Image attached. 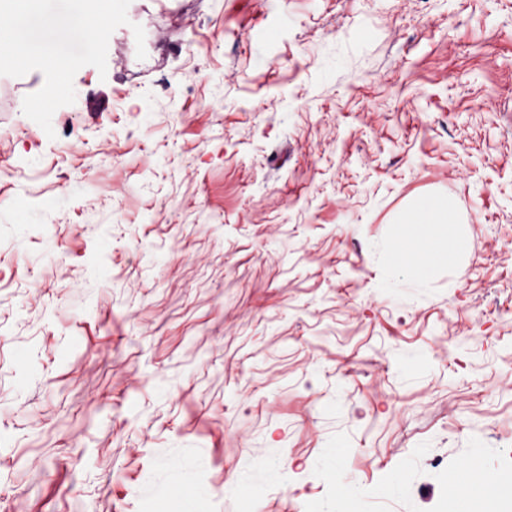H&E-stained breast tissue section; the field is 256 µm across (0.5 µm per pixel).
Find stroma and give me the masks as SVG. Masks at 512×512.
I'll list each match as a JSON object with an SVG mask.
<instances>
[{"instance_id":"35a3bbf8","label":"stroma","mask_w":512,"mask_h":512,"mask_svg":"<svg viewBox=\"0 0 512 512\" xmlns=\"http://www.w3.org/2000/svg\"><path fill=\"white\" fill-rule=\"evenodd\" d=\"M127 15L54 136L42 72L0 75V512H462L459 464L512 480V0ZM440 199L453 235L405 259ZM418 224H448V234L452 233V227L457 224L456 213L453 204L448 200H438L426 204L415 220Z\"/></svg>"}]
</instances>
